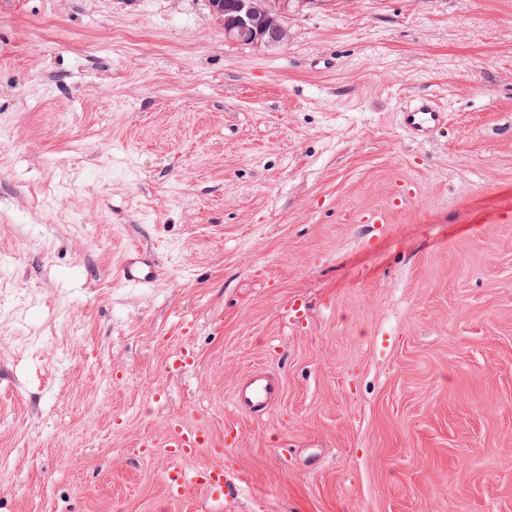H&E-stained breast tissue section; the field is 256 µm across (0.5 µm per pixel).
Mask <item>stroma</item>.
Here are the masks:
<instances>
[{"instance_id": "obj_1", "label": "stroma", "mask_w": 512, "mask_h": 512, "mask_svg": "<svg viewBox=\"0 0 512 512\" xmlns=\"http://www.w3.org/2000/svg\"><path fill=\"white\" fill-rule=\"evenodd\" d=\"M285 23L258 50L206 0H0V512H512V0ZM174 421L223 496L138 454ZM446 120L447 112L426 98H422L415 106L402 112L401 116L403 129L416 139H425L434 130L444 125ZM120 275L127 285L147 286L155 280L158 271L152 262L143 265H138L137 262H130L124 263ZM280 392L278 383L263 372L248 376L234 393V403L242 410L256 416L263 414Z\"/></svg>"}]
</instances>
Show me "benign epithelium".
<instances>
[{"mask_svg":"<svg viewBox=\"0 0 512 512\" xmlns=\"http://www.w3.org/2000/svg\"><path fill=\"white\" fill-rule=\"evenodd\" d=\"M315 0H235V15L224 17V0H208L210 13L224 27V39L268 49L288 42L285 15L295 5Z\"/></svg>","mask_w":512,"mask_h":512,"instance_id":"benign-epithelium-1","label":"benign epithelium"}]
</instances>
